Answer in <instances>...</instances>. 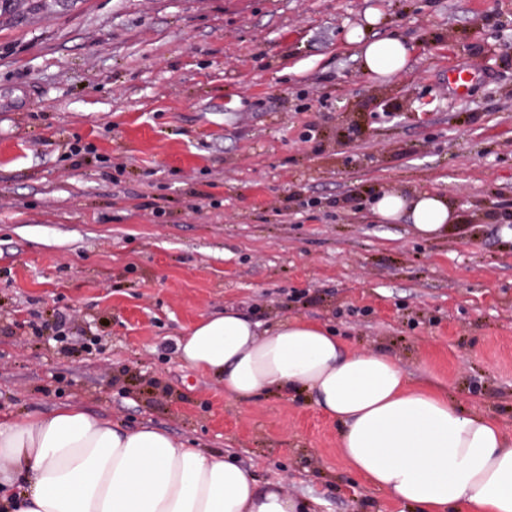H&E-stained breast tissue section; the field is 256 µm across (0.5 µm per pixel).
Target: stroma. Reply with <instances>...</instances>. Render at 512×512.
<instances>
[{
  "instance_id": "obj_1",
  "label": "stroma",
  "mask_w": 512,
  "mask_h": 512,
  "mask_svg": "<svg viewBox=\"0 0 512 512\" xmlns=\"http://www.w3.org/2000/svg\"><path fill=\"white\" fill-rule=\"evenodd\" d=\"M17 0L0 15V416L63 404L317 501L418 512L305 395L177 357L204 316L307 318L512 429V0ZM408 68L360 69L349 29ZM470 69L464 94L450 69ZM449 199L425 241L382 190ZM349 43L360 45V60L363 73L390 77L403 72L409 63L410 48L400 37L367 40L361 26L346 34Z\"/></svg>"
}]
</instances>
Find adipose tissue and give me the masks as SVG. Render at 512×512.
Here are the masks:
<instances>
[{"label":"adipose tissue","mask_w":512,"mask_h":512,"mask_svg":"<svg viewBox=\"0 0 512 512\" xmlns=\"http://www.w3.org/2000/svg\"><path fill=\"white\" fill-rule=\"evenodd\" d=\"M375 25L378 13L365 16ZM359 45L363 73L403 72L410 48L399 37ZM376 221L410 215L415 235L434 240L456 225L434 193L389 191L372 201ZM182 362L219 376L244 403L304 389L340 426L345 461L371 485L422 512H512V430L468 415L427 387L410 385L381 351L349 350L335 332L306 319L259 332L235 309L202 317L178 344ZM0 501L9 512H307L308 502L224 456L166 431L123 429L74 404L21 420L0 419Z\"/></svg>","instance_id":"adipose-tissue-1"}]
</instances>
